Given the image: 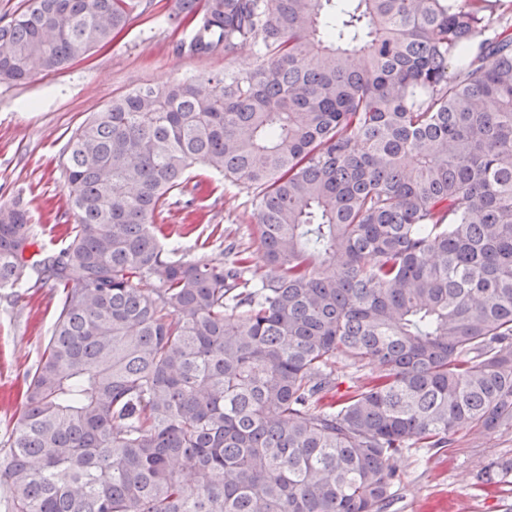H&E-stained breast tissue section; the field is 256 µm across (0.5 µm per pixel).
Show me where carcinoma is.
Segmentation results:
<instances>
[{"mask_svg": "<svg viewBox=\"0 0 512 512\" xmlns=\"http://www.w3.org/2000/svg\"><path fill=\"white\" fill-rule=\"evenodd\" d=\"M151 6L27 0L0 83ZM168 20L175 54L253 45L255 65L85 120L58 254L0 203V289H62L0 460L8 512H388L405 451L512 429V0H174ZM198 165L257 192L256 252L160 242ZM339 361L374 375L339 395Z\"/></svg>", "mask_w": 512, "mask_h": 512, "instance_id": "1", "label": "carcinoma"}]
</instances>
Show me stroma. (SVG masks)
Segmentation results:
<instances>
[{
	"mask_svg": "<svg viewBox=\"0 0 512 512\" xmlns=\"http://www.w3.org/2000/svg\"><path fill=\"white\" fill-rule=\"evenodd\" d=\"M171 8L172 0H155L150 16L62 71L0 83V199L23 201L40 249L59 251L75 224L65 197V147L85 119L145 84L254 66L257 50L249 45L226 57L174 55ZM189 198L195 201L190 208L184 205ZM256 203L253 191L195 168L170 198L160 237L179 254L225 262L228 244L254 245ZM60 304L56 291L16 298L0 290V449L21 414L24 374L40 359ZM496 459H512V430L478 437L463 428L447 448L410 449L398 461L402 481L390 512H512V484L476 480Z\"/></svg>",
	"mask_w": 512,
	"mask_h": 512,
	"instance_id": "obj_1",
	"label": "stroma"
}]
</instances>
